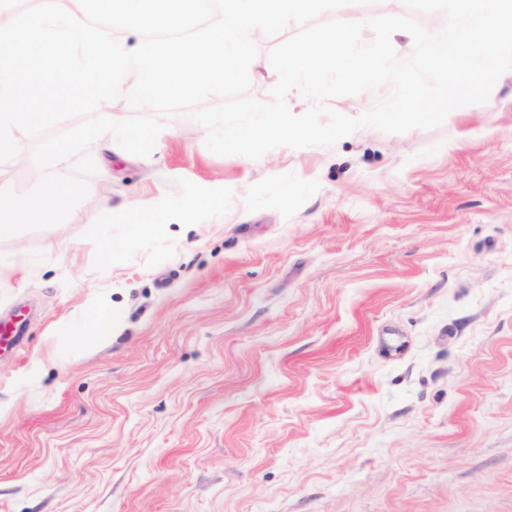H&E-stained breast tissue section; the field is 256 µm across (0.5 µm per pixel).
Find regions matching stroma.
I'll return each instance as SVG.
<instances>
[{"mask_svg":"<svg viewBox=\"0 0 512 512\" xmlns=\"http://www.w3.org/2000/svg\"><path fill=\"white\" fill-rule=\"evenodd\" d=\"M205 138L102 135L74 218L0 238V512H512V70L431 130Z\"/></svg>","mask_w":512,"mask_h":512,"instance_id":"stroma-1","label":"stroma"}]
</instances>
